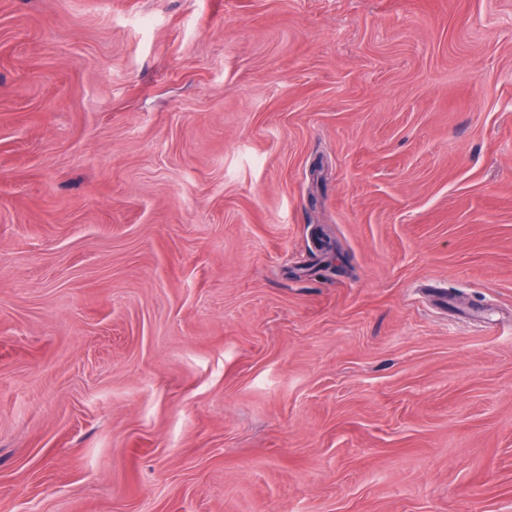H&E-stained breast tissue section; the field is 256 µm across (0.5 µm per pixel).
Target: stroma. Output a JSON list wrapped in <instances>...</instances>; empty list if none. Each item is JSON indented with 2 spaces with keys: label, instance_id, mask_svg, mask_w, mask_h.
Returning <instances> with one entry per match:
<instances>
[{
  "label": "stroma",
  "instance_id": "35a3bbf8",
  "mask_svg": "<svg viewBox=\"0 0 512 512\" xmlns=\"http://www.w3.org/2000/svg\"><path fill=\"white\" fill-rule=\"evenodd\" d=\"M0 512H512V0H0Z\"/></svg>",
  "mask_w": 512,
  "mask_h": 512
}]
</instances>
